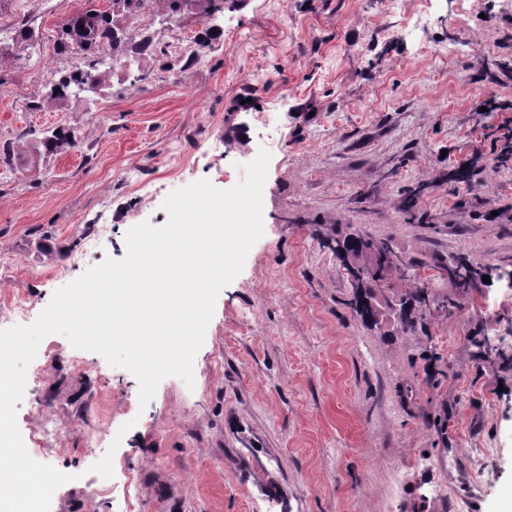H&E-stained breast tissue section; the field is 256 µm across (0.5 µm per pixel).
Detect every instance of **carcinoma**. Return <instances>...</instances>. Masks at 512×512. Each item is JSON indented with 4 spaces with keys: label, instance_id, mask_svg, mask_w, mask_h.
<instances>
[{
    "label": "carcinoma",
    "instance_id": "cac0c4a2",
    "mask_svg": "<svg viewBox=\"0 0 512 512\" xmlns=\"http://www.w3.org/2000/svg\"><path fill=\"white\" fill-rule=\"evenodd\" d=\"M141 0H112V16L91 12L94 24L90 25L86 33L87 60L86 65L91 66L96 58V49L101 43L112 46V58L119 60L130 54L146 51L150 46L148 42L131 44L119 35V18L134 15L140 12ZM196 10L204 17L209 18L217 13L224 12V0H194ZM107 81L104 72L74 71L61 76L53 85L55 99H65L73 94L79 86L91 85L101 87ZM76 146V140L71 133L61 129L46 131L33 138V148L37 156H52L65 149ZM336 256L346 265L350 264L364 274V281L357 282L354 296V310L363 321L378 325L384 315L382 304L377 297V287L389 278L399 282L398 313L396 318L405 332H413L422 318V310L428 306V291L425 288L410 287V275L401 270L395 263L397 255L388 243H383V250L376 251L368 246L358 234H349L342 240L336 241Z\"/></svg>",
    "mask_w": 512,
    "mask_h": 512
}]
</instances>
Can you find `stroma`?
<instances>
[{"mask_svg":"<svg viewBox=\"0 0 512 512\" xmlns=\"http://www.w3.org/2000/svg\"><path fill=\"white\" fill-rule=\"evenodd\" d=\"M112 0H9L0 9V299L48 305L96 225L112 231L84 268L125 257L159 227L174 190H227L271 154L262 237L218 294L193 385L164 378L147 405L127 369L45 337L88 374L35 357L17 423L43 422L44 464L62 484L50 512H512V0H226L217 18L156 10L120 20L153 54L122 60L105 87L48 100L83 67L60 51L67 19ZM215 29L203 56L194 50ZM149 78L133 83L138 71ZM275 121L259 127L258 111ZM77 148L17 164L32 131ZM152 181L143 198L133 178ZM387 241L432 301L422 325L367 326L334 252ZM83 252V251H82ZM477 276L452 284L448 264ZM105 414L106 445L81 419Z\"/></svg>","mask_w":512,"mask_h":512,"instance_id":"35a3bbf8","label":"stroma"}]
</instances>
